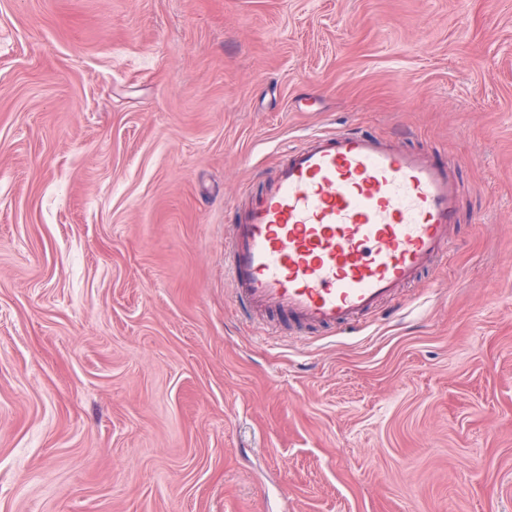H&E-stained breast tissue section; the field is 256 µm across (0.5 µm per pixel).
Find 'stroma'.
<instances>
[{"instance_id": "35a3bbf8", "label": "stroma", "mask_w": 512, "mask_h": 512, "mask_svg": "<svg viewBox=\"0 0 512 512\" xmlns=\"http://www.w3.org/2000/svg\"><path fill=\"white\" fill-rule=\"evenodd\" d=\"M461 222L356 333L242 316L315 131ZM512 512V0H0V512Z\"/></svg>"}]
</instances>
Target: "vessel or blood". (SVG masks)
Wrapping results in <instances>:
<instances>
[{"mask_svg": "<svg viewBox=\"0 0 512 512\" xmlns=\"http://www.w3.org/2000/svg\"><path fill=\"white\" fill-rule=\"evenodd\" d=\"M460 186L426 145L317 132L224 229L237 303L346 331L452 246Z\"/></svg>", "mask_w": 512, "mask_h": 512, "instance_id": "obj_1", "label": "vessel or blood"}]
</instances>
